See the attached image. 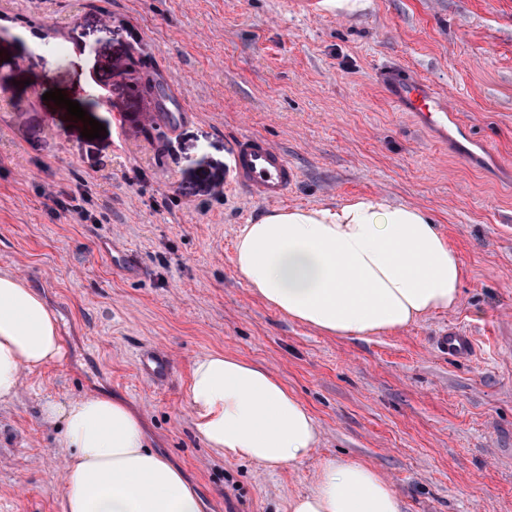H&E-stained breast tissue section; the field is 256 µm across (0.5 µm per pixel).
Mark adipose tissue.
<instances>
[{
  "instance_id": "ef3b65f1",
  "label": "adipose tissue",
  "mask_w": 512,
  "mask_h": 512,
  "mask_svg": "<svg viewBox=\"0 0 512 512\" xmlns=\"http://www.w3.org/2000/svg\"><path fill=\"white\" fill-rule=\"evenodd\" d=\"M235 265L266 304L336 337L397 332L460 300L464 270L423 209L384 196L333 207L273 210L244 225ZM59 319L42 296L0 272V402L26 373L60 360ZM187 399L197 435L217 456L277 471L302 462L319 439L316 419L272 372L219 352L191 364ZM67 452L62 512H202L183 472L150 449L141 417L92 393L45 402ZM288 512H402L391 484L360 460H326Z\"/></svg>"
}]
</instances>
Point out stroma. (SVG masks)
I'll list each match as a JSON object with an SVG mask.
<instances>
[{
    "mask_svg": "<svg viewBox=\"0 0 512 512\" xmlns=\"http://www.w3.org/2000/svg\"><path fill=\"white\" fill-rule=\"evenodd\" d=\"M387 65L440 92L484 163L385 99ZM56 88L104 138L44 100ZM175 93L189 117L153 121ZM244 133L299 173L281 208H423L463 265L458 306L357 339L264 303L234 264L242 226L272 209L227 170ZM81 180L91 223L54 203ZM106 240L135 253L138 276ZM0 271L38 288L64 350L0 404V512H60L61 430L40 406L101 391L141 416L205 512H286L328 458L377 468L402 512H512V0H0ZM450 328L472 337L470 357L436 348ZM145 346L169 356L164 384L139 372ZM211 351L304 402L320 432L307 460L263 473L207 448L186 381Z\"/></svg>",
    "mask_w": 512,
    "mask_h": 512,
    "instance_id": "stroma-1",
    "label": "stroma"
}]
</instances>
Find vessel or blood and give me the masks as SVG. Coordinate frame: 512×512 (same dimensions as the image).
Here are the masks:
<instances>
[{"label": "vessel or blood", "instance_id": "vessel-or-blood-1", "mask_svg": "<svg viewBox=\"0 0 512 512\" xmlns=\"http://www.w3.org/2000/svg\"><path fill=\"white\" fill-rule=\"evenodd\" d=\"M380 84L391 102L411 113L421 126L437 131L441 138L448 139L463 132L456 113L440 101L428 82L398 70H387L381 73ZM231 171L236 184L267 201L285 198L297 179V171L284 152L251 133L237 139ZM437 345L452 356L469 354L473 348L471 337L455 331L438 336ZM139 364L152 380L160 382L169 375L168 359L154 351H143Z\"/></svg>", "mask_w": 512, "mask_h": 512}]
</instances>
